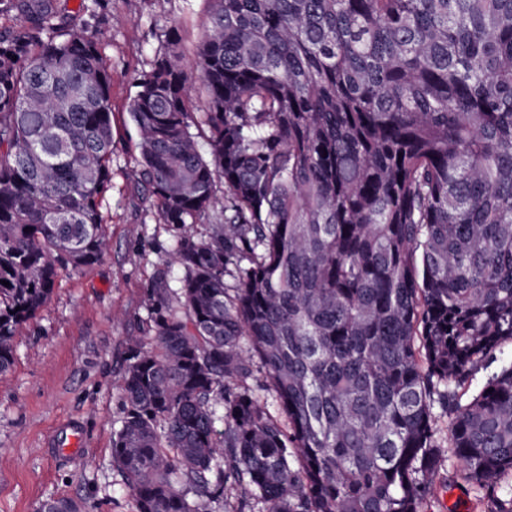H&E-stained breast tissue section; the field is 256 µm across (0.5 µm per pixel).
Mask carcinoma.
I'll return each mask as SVG.
<instances>
[{"instance_id": "carcinoma-1", "label": "carcinoma", "mask_w": 512, "mask_h": 512, "mask_svg": "<svg viewBox=\"0 0 512 512\" xmlns=\"http://www.w3.org/2000/svg\"><path fill=\"white\" fill-rule=\"evenodd\" d=\"M134 78L140 188L180 231L122 379L135 512H422L450 417L460 478L512 512V0H210ZM106 0H0V373L58 271L101 261ZM262 370L287 424L245 385ZM511 363L512 341H505L490 355L474 365L469 371V377L466 383L467 393L462 398V403L465 404L475 397L489 378L494 374L500 373L503 368L509 367Z\"/></svg>"}]
</instances>
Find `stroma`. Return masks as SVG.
Listing matches in <instances>:
<instances>
[{"instance_id": "1", "label": "stroma", "mask_w": 512, "mask_h": 512, "mask_svg": "<svg viewBox=\"0 0 512 512\" xmlns=\"http://www.w3.org/2000/svg\"><path fill=\"white\" fill-rule=\"evenodd\" d=\"M99 31L112 65V186L101 201L110 242L105 258L75 272L60 270L50 300L13 340L14 363L0 374V512H39L71 500L81 512H135L112 462V432L122 409L121 380L132 353L126 339L152 337L147 295L160 272L181 276L166 261L176 237L138 193L139 135L126 104L133 79L148 71L177 27L186 63L207 22V0H110ZM79 423L80 459L55 456L47 440ZM443 452L434 491L422 512H485L482 493L459 476Z\"/></svg>"}]
</instances>
